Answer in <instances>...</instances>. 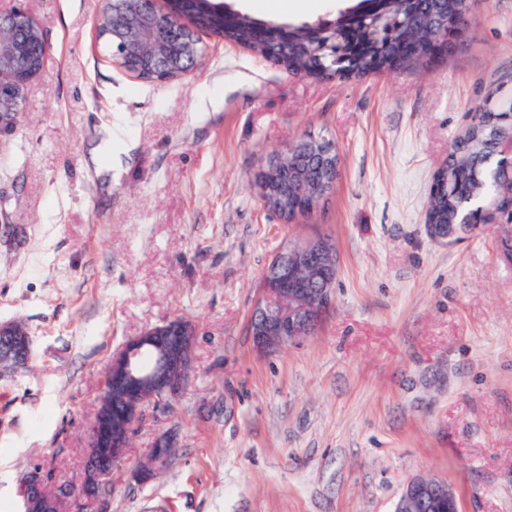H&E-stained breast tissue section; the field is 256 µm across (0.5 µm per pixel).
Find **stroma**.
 <instances>
[{
	"label": "stroma",
	"mask_w": 512,
	"mask_h": 512,
	"mask_svg": "<svg viewBox=\"0 0 512 512\" xmlns=\"http://www.w3.org/2000/svg\"><path fill=\"white\" fill-rule=\"evenodd\" d=\"M358 2L249 13L300 25ZM18 8L48 62L0 133V323L33 341L28 370L0 377V512H24L37 466L81 487L109 360L175 317L197 332L194 372L170 406L146 407L110 512H393L415 475L447 480L463 512H512V223L448 244L425 226L474 106L512 93V0H474L454 47L416 66L320 80L202 32L168 83L113 65L101 0H0ZM304 135L334 143L339 178L285 224L254 180ZM316 237L336 248L333 305L314 335L261 353L265 271ZM166 431L171 460L138 479Z\"/></svg>",
	"instance_id": "35a3bbf8"
}]
</instances>
